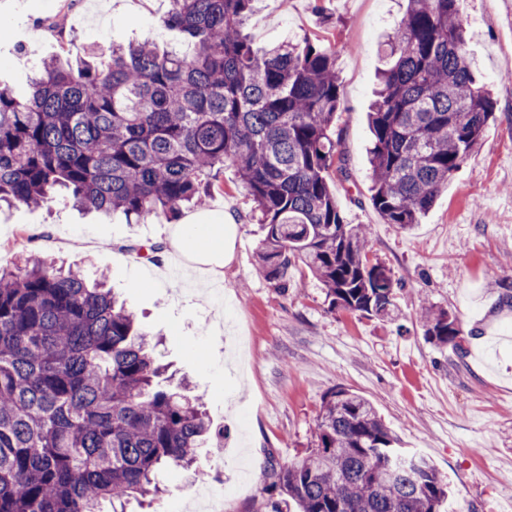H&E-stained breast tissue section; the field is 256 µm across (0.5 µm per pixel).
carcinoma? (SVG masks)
<instances>
[{
    "label": "carcinoma",
    "instance_id": "carcinoma-1",
    "mask_svg": "<svg viewBox=\"0 0 512 512\" xmlns=\"http://www.w3.org/2000/svg\"><path fill=\"white\" fill-rule=\"evenodd\" d=\"M256 0H170L163 24L186 53L153 42L95 48L43 66L20 97L0 84V202L64 197L105 216L171 220L206 204L234 168L264 225L261 271L287 288L306 267L334 307L385 318L398 280L369 262L332 180L349 179L331 127L342 89L336 52L308 37L253 49ZM461 0H407L383 44L368 112L372 205L410 228L480 147L494 117L466 51ZM427 340L455 352L463 330L427 305ZM157 342L106 282L45 260L0 270V512H125L160 492L158 473L189 469L210 434L203 397L163 386ZM372 402L334 388L314 447L259 482L298 512H440L450 493L431 460L398 447Z\"/></svg>",
    "mask_w": 512,
    "mask_h": 512
}]
</instances>
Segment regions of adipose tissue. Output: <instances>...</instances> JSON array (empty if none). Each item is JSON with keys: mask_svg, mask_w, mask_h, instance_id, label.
<instances>
[{"mask_svg": "<svg viewBox=\"0 0 512 512\" xmlns=\"http://www.w3.org/2000/svg\"><path fill=\"white\" fill-rule=\"evenodd\" d=\"M237 224L232 215L214 223L204 214L187 217L173 230L175 255L202 279L222 276L233 255Z\"/></svg>", "mask_w": 512, "mask_h": 512, "instance_id": "1", "label": "adipose tissue"}]
</instances>
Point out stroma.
<instances>
[{
    "mask_svg": "<svg viewBox=\"0 0 512 512\" xmlns=\"http://www.w3.org/2000/svg\"><path fill=\"white\" fill-rule=\"evenodd\" d=\"M0 0V82L26 94L42 60L84 57L93 45L151 39L180 46L159 27L169 0ZM405 0H259L248 22L255 46L302 36L335 49L342 86L336 133L349 179L336 188L341 210L370 230L371 262L389 269L401 288L398 320L332 308L319 283L296 268L279 289L259 263L263 233L233 168L214 181L211 211L230 209L238 230L222 284L202 287L172 274L176 261L156 260L162 278L136 266L133 247L171 243L163 219L127 223L59 200L32 208H0V269L25 258L78 264L108 282L142 328L158 340L155 355L203 396L217 447L199 449L201 475L165 470L163 495L130 501L127 512H191L194 489L223 471L232 492L224 512H271L274 495L242 480L232 458L252 466L266 457L299 459L315 439L324 395L342 386L366 396L404 448L429 457L456 488L449 512H512V0H463L467 52L495 101V117L478 154L442 191L421 224L385 223L370 201L366 112L381 66L380 46L400 21ZM67 15L63 31L52 21ZM98 245L85 249L87 238ZM447 309L464 332L462 352L427 341L422 304Z\"/></svg>",
    "mask_w": 512,
    "mask_h": 512,
    "instance_id": "stroma-1",
    "label": "stroma"
}]
</instances>
